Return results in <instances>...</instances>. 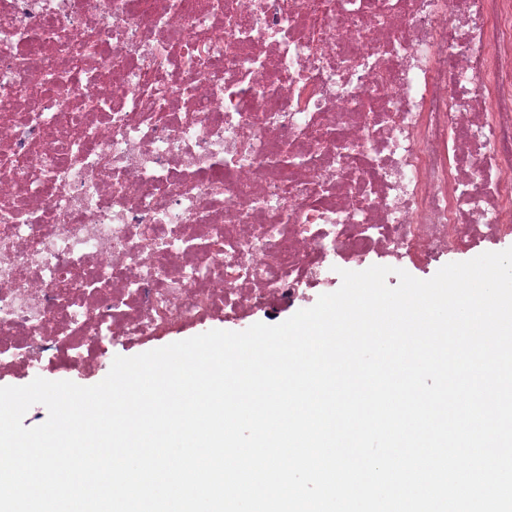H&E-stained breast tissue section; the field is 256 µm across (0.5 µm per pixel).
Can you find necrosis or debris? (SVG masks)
<instances>
[{
	"instance_id": "necrosis-or-debris-1",
	"label": "necrosis or debris",
	"mask_w": 512,
	"mask_h": 512,
	"mask_svg": "<svg viewBox=\"0 0 512 512\" xmlns=\"http://www.w3.org/2000/svg\"><path fill=\"white\" fill-rule=\"evenodd\" d=\"M512 238V0H0V380Z\"/></svg>"
}]
</instances>
